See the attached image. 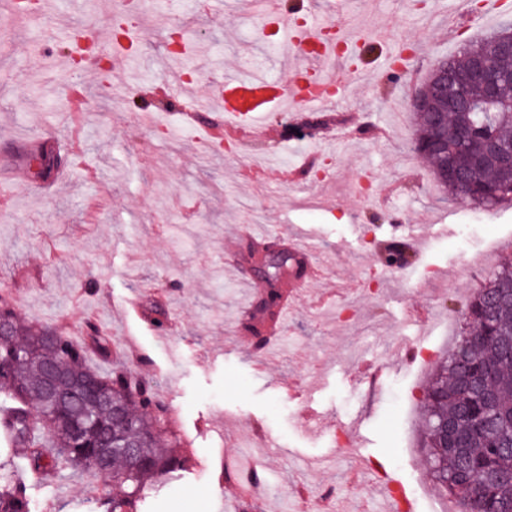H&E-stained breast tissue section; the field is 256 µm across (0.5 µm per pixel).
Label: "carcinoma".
Listing matches in <instances>:
<instances>
[{
    "label": "carcinoma",
    "mask_w": 512,
    "mask_h": 512,
    "mask_svg": "<svg viewBox=\"0 0 512 512\" xmlns=\"http://www.w3.org/2000/svg\"><path fill=\"white\" fill-rule=\"evenodd\" d=\"M495 54L492 35L472 40L448 59V72L468 70L476 56ZM417 135L413 151L427 159L438 185L454 198L460 189L444 175V159L426 155L437 137L432 117L414 113ZM454 126L471 125L478 140L491 138L512 144V109L493 113L484 124L475 112H454ZM57 155L42 147L33 156L35 174L50 177ZM448 159L468 175L466 198L481 206L512 202V177L495 163L475 166L470 148H457ZM301 266L294 254L270 267V285L263 308L253 318L272 314L281 298L283 269ZM10 331L0 335V410H8L5 441L25 461L18 476L0 463V512H30L29 489L34 481L55 478L66 469L112 481L120 493L100 501L101 512H139L146 488L184 470L189 459L160 448L164 434L173 433L172 415L157 389L122 368L108 373L83 363V346L50 326L23 325L8 300L0 297V320ZM469 330L457 337L451 351L434 368L426 390L422 448L429 475L447 497L462 487L461 512H512V265L489 278L467 307ZM482 369L492 377V398L464 388L469 370ZM91 421L77 436L74 425L85 414ZM450 421L459 431V447L444 446L440 427ZM139 445L130 461L118 448Z\"/></svg>",
    "instance_id": "cac0c4a2"
}]
</instances>
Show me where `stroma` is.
Wrapping results in <instances>:
<instances>
[{
  "label": "stroma",
  "instance_id": "1",
  "mask_svg": "<svg viewBox=\"0 0 512 512\" xmlns=\"http://www.w3.org/2000/svg\"><path fill=\"white\" fill-rule=\"evenodd\" d=\"M39 2L43 15L24 21L0 0V295L25 323L84 343L92 368L122 365L154 381L192 465L148 491L143 512H235L238 484L220 475L247 455L266 466L260 512H298L303 498L328 489L347 512H381L375 491L354 477L346 424L363 416L362 455L378 459L392 480L425 477L421 414L404 413L399 401L409 394L422 402L430 370L391 347L411 339L438 361L450 341L422 330L410 311L463 316L485 278L512 261V205L446 199L429 163L409 152L412 99L436 60L495 29L503 15L460 16L454 0H376L368 13L363 0H350L351 25L386 30L367 47L370 72L399 45H417L402 79L352 82L330 107L344 122L310 139L284 133L271 114L264 145L248 139L228 152L203 136L217 115L198 112L180 124L172 114L178 88L166 78L175 66L168 35L185 33L202 95L216 94L228 60L241 75L280 77L279 35L239 0H138V53L112 68L109 89L66 68V43L47 25L65 19L108 40L114 0ZM66 82L84 92L80 115L59 91ZM360 113L386 137L342 142ZM44 143L63 173L40 180L30 153ZM314 150L330 165L325 176L274 183L262 194L246 176L255 153L293 170ZM367 175L380 188L368 199L355 192ZM243 224L281 227L267 241L272 253L287 250L286 231L309 234L323 269L262 369L225 260L233 253L244 277L254 272L252 245L238 243ZM413 226L420 238L411 255L400 272L385 274L380 259ZM133 294L140 311H124ZM369 361L386 371L379 386L356 377ZM307 406L322 413L320 431L302 427ZM111 490L68 471L31 490V512H90Z\"/></svg>",
  "mask_w": 512,
  "mask_h": 512
}]
</instances>
